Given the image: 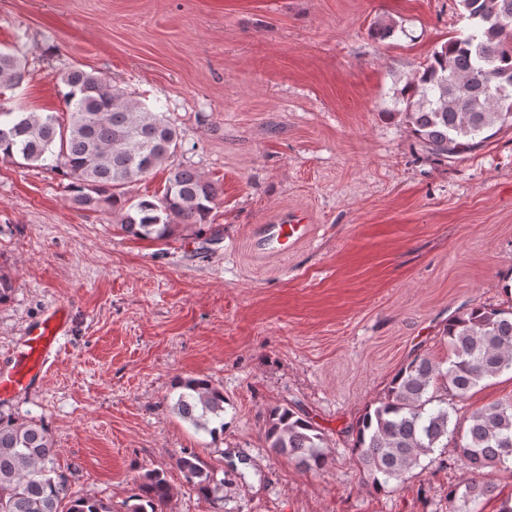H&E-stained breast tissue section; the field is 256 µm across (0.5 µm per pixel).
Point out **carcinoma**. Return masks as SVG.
Segmentation results:
<instances>
[{"mask_svg":"<svg viewBox=\"0 0 512 512\" xmlns=\"http://www.w3.org/2000/svg\"><path fill=\"white\" fill-rule=\"evenodd\" d=\"M467 29L435 50L393 101L427 156L437 163L472 152L512 126V0H460ZM26 76L21 49L0 48V89L18 87ZM66 112H15L0 108V158L60 171L82 211L118 215L120 229L138 239L165 241L175 229L203 226L220 187L191 167H172L181 147L178 128L125 88L77 66L60 75ZM167 171L155 201L127 196V187L156 170ZM441 340L449 356L435 361L416 354L392 376L384 397L367 407L353 429L352 453L376 489L407 483L421 458L434 456L458 437L459 457L471 477L448 487V512H480L495 487L474 474L512 463V402L473 411L465 430L451 423L452 400L480 383L512 371V307H474L448 320ZM177 413L211 434L224 428V393L206 378L179 383ZM270 450L307 471L329 463L323 433L292 406L276 405L265 418ZM49 428L40 421L0 417V512H112L91 497L68 492V476L55 462ZM177 467L202 497L224 498V479L193 451ZM172 488L164 472L139 476L138 493L126 512H165Z\"/></svg>","mask_w":512,"mask_h":512,"instance_id":"cac0c4a2","label":"carcinoma"}]
</instances>
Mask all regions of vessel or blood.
<instances>
[{
	"mask_svg": "<svg viewBox=\"0 0 512 512\" xmlns=\"http://www.w3.org/2000/svg\"><path fill=\"white\" fill-rule=\"evenodd\" d=\"M308 233L304 224L280 219L260 228V239L271 251L282 254ZM67 331L65 309L54 307L30 328L8 368L0 369V397L28 389L43 373L51 359L61 352V339Z\"/></svg>",
	"mask_w": 512,
	"mask_h": 512,
	"instance_id": "obj_1",
	"label": "vessel or blood"
}]
</instances>
